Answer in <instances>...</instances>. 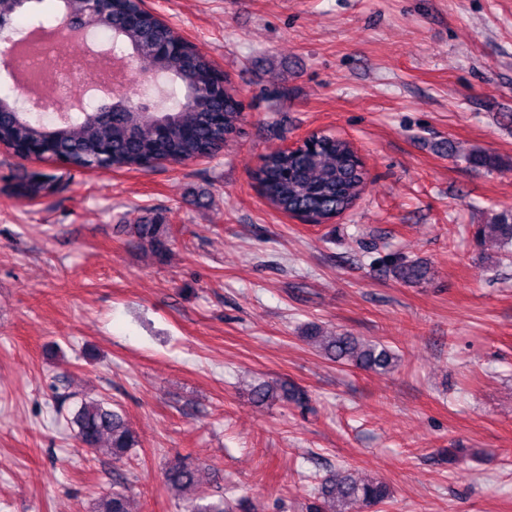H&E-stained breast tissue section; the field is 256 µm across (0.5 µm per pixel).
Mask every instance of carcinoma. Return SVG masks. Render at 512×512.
<instances>
[{"label": "carcinoma", "mask_w": 512, "mask_h": 512, "mask_svg": "<svg viewBox=\"0 0 512 512\" xmlns=\"http://www.w3.org/2000/svg\"><path fill=\"white\" fill-rule=\"evenodd\" d=\"M39 2L0 0V18L11 21L27 10L28 4ZM57 2L59 12L74 16L88 14L92 6L91 0ZM100 27L112 32L116 47L137 54L161 77L167 91L164 109L149 112L143 104L130 105L115 120L75 112L59 123L44 115L21 112L15 100L0 95V146L19 157L30 146L47 142L48 158L65 160L80 170H134L154 161L182 163L217 153L236 131L241 112L234 93L221 98L210 92L216 74L212 61L137 0H126L120 10L104 11ZM465 159L475 169L497 166L495 157L486 152L473 151ZM256 179L261 195L272 207L286 214L304 212L323 224L353 206L367 174L349 141L317 132L292 153L279 151L265 156ZM65 188L55 176L22 175L18 183L19 192L29 198ZM129 229L139 245L160 260L166 257L168 225L132 224ZM488 233L501 245H512V212L501 214L495 224L479 228L476 238L483 242ZM390 271L407 284H417L428 275L423 263L403 258L394 259ZM303 339L336 363L386 371L397 362L385 345L347 333L323 336L315 324L305 328ZM252 397L257 403L271 399L302 406L307 402L305 392L291 384H282L276 391L259 384L253 387ZM70 423L81 447L93 452L105 442L116 462L139 446L138 436L124 415L105 399L80 401L71 412ZM163 481L175 491L194 488L200 484V469L186 458H177L167 464ZM391 496L385 481L358 480L349 470L340 469L318 487L317 501L311 503L309 512H368L387 503ZM95 512H130L129 497L115 490L95 503ZM188 512H224V502L208 503L200 494L190 501Z\"/></svg>", "instance_id": "obj_1"}]
</instances>
